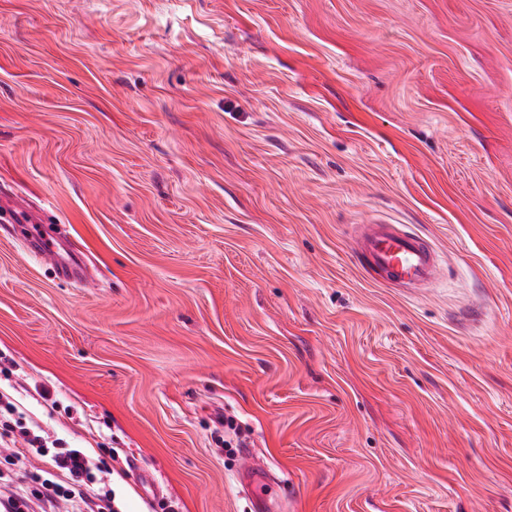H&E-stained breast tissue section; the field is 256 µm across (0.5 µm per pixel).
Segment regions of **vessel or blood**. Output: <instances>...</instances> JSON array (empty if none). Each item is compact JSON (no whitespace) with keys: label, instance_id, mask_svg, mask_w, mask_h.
<instances>
[{"label":"vessel or blood","instance_id":"obj_1","mask_svg":"<svg viewBox=\"0 0 512 512\" xmlns=\"http://www.w3.org/2000/svg\"><path fill=\"white\" fill-rule=\"evenodd\" d=\"M353 251L365 273L375 281L399 288H426L442 272L438 255L430 242L396 224H365L353 235ZM244 486L257 512H277L278 501L268 475L250 466L244 469Z\"/></svg>","mask_w":512,"mask_h":512}]
</instances>
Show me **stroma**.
Masks as SVG:
<instances>
[{
  "mask_svg": "<svg viewBox=\"0 0 512 512\" xmlns=\"http://www.w3.org/2000/svg\"><path fill=\"white\" fill-rule=\"evenodd\" d=\"M0 207L85 269L0 232V392L120 512H512V0H0ZM353 251L373 280L398 288H426L442 272L438 255L430 242L410 234L398 224H363L353 235ZM244 488L252 497L258 512H276L278 501L268 475L261 469L249 466L243 470Z\"/></svg>",
  "mask_w": 512,
  "mask_h": 512,
  "instance_id": "stroma-1",
  "label": "stroma"
}]
</instances>
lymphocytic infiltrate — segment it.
Listing matches in <instances>:
<instances>
[{"label":"lymphocytic infiltrate","instance_id":"obj_1","mask_svg":"<svg viewBox=\"0 0 512 512\" xmlns=\"http://www.w3.org/2000/svg\"><path fill=\"white\" fill-rule=\"evenodd\" d=\"M12 401L0 398V444L23 440V447H0V512H118L115 493L104 480L112 465L110 449L89 458L76 448H59L53 454L60 480L23 466L27 454H42L44 438L16 417Z\"/></svg>","mask_w":512,"mask_h":512}]
</instances>
